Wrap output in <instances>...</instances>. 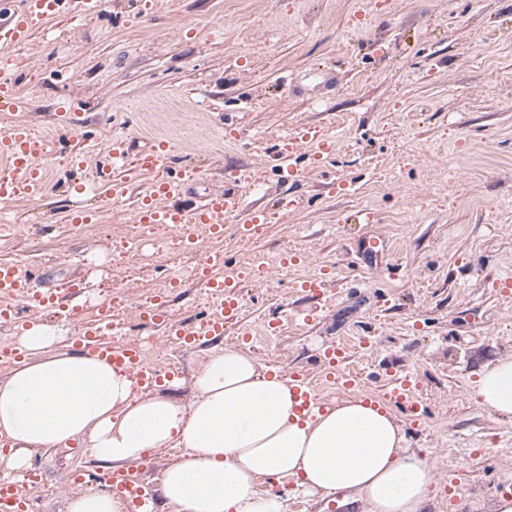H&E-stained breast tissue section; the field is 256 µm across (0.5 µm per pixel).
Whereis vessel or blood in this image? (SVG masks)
<instances>
[{"instance_id":"obj_1","label":"vessel or blood","mask_w":512,"mask_h":512,"mask_svg":"<svg viewBox=\"0 0 512 512\" xmlns=\"http://www.w3.org/2000/svg\"><path fill=\"white\" fill-rule=\"evenodd\" d=\"M64 11L63 0H24L20 11L5 7L0 0V70L11 67L10 50L26 43L31 33L52 17ZM30 105L29 99L17 88L14 81H0V112H24ZM52 152L48 139L34 135L24 125H14L0 132V160L8 167L0 174V201H9L23 195L30 199H39L47 190V180L42 162ZM112 157L111 164L96 167L95 181L107 187L113 200L124 198L127 193V163L144 171L158 172L150 198L142 200L135 209V220L140 224H171L176 226L187 247H194L196 227L208 225L212 235L224 233L227 216L240 217L238 228L240 235H248L253 225L264 222L266 211L263 208L244 209L242 196L236 187L228 186L224 190L202 196L198 204L189 210L166 205V198L182 194L187 185L184 178H170L165 171L171 162L166 144L153 145L141 151L135 159H128L124 139H112L108 145ZM198 277L210 292L224 294V314L204 320L194 331L185 335L186 342L196 341L200 336H220L228 323L236 320L239 306L235 299L227 296L226 291L236 288V281L218 279L212 276L208 266L198 269ZM0 296L4 304L0 305V320H14L20 310L40 312L46 309H59L56 294L51 289L41 287L20 265L0 262ZM112 323V308L109 304H100L94 323L76 339L85 350L97 354L114 367L131 373L139 388L149 389L162 381L160 374L149 370L141 359V347L135 343L116 344L108 336ZM295 393L300 401L299 408L309 411L317 407L319 400L310 377L302 372L293 373ZM418 384L412 374L393 376L383 394V399L391 405L403 406L411 413H418L419 403L416 390ZM84 482L118 490L125 498L128 512H154L157 492L145 485L138 474L128 471L98 474L89 472L83 476ZM37 477L25 473L23 480L0 479V512H29L30 498L28 489L36 487Z\"/></svg>"}]
</instances>
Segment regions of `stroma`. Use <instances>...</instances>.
<instances>
[{
    "label": "stroma",
    "mask_w": 512,
    "mask_h": 512,
    "mask_svg": "<svg viewBox=\"0 0 512 512\" xmlns=\"http://www.w3.org/2000/svg\"><path fill=\"white\" fill-rule=\"evenodd\" d=\"M10 75L31 108L0 114V131L20 123L58 148L45 162L48 193L0 208L30 228L0 260L51 286L94 276L103 301L163 296L170 325L196 328L209 310L200 253L157 224L141 226L136 258L112 252L155 173L133 172L117 202L91 188L80 202L99 211L94 238L76 233L78 201L62 187L108 163L115 136L133 156L169 146L173 171L191 176L174 200L183 208L239 170L246 204L287 207L247 237L228 219L213 242L242 274L238 323L164 348L160 328L129 316L125 340L179 371L170 392L181 399L224 345L306 372L327 402L346 394L318 364L331 340L350 351L343 369L357 375L356 394L380 398L394 373H415L426 420L406 436L434 464L431 512H490L512 472V420L478 404L472 383L512 354V0H111L89 17L72 2L18 52ZM63 109L86 124L62 127ZM296 127L335 149L322 162L314 145L300 146L298 173L286 179L269 159ZM77 145L89 150L81 169L70 157ZM334 181L351 188L330 191ZM362 207L377 223H342ZM370 233L387 249L366 263L356 243ZM287 255L295 264L273 275L250 272L254 257ZM314 276L330 281L318 300L295 288ZM30 461L44 483L36 512H64L70 475L99 469L78 447L41 449ZM457 470L462 489L452 495Z\"/></svg>",
    "instance_id": "obj_1"
}]
</instances>
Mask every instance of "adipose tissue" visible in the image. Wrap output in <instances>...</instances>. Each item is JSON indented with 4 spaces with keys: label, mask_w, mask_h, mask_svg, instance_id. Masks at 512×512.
<instances>
[{
    "label": "adipose tissue",
    "mask_w": 512,
    "mask_h": 512,
    "mask_svg": "<svg viewBox=\"0 0 512 512\" xmlns=\"http://www.w3.org/2000/svg\"><path fill=\"white\" fill-rule=\"evenodd\" d=\"M20 363L0 379V440L9 469L33 451L78 444L109 467L146 451L181 449L166 465L163 499L177 512H287L258 481L294 483L304 495H340L351 512H429L434 466L410 448L404 428L363 396L297 412L292 380L233 347L213 350L189 400L137 392L131 374L65 345L61 329H22ZM477 403L512 418V355L478 372Z\"/></svg>",
    "instance_id": "adipose-tissue-1"
}]
</instances>
